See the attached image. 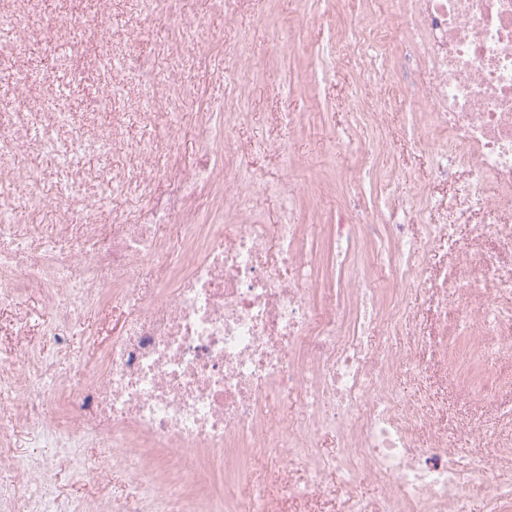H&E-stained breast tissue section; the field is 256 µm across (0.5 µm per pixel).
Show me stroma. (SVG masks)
<instances>
[{
	"label": "stroma",
	"instance_id": "1",
	"mask_svg": "<svg viewBox=\"0 0 512 512\" xmlns=\"http://www.w3.org/2000/svg\"><path fill=\"white\" fill-rule=\"evenodd\" d=\"M143 11L142 0H0V12L24 16L31 32L17 59L0 61V89L13 92L12 98L0 102V123L8 122L11 112L19 108L69 112L89 132L115 139L112 170L129 181L111 204L95 213L96 223L133 222L150 200L165 195L164 180L144 184L132 180V173L168 157L185 170L196 165L199 147L192 113L199 97L209 102L212 111H223L230 101L242 112L240 123L226 128L224 136L243 168L275 182L283 176V163L294 165L296 177L311 188L298 205L299 223H332L333 213L320 204L321 198L332 197L349 209L354 223L371 218L406 224L411 235L425 239L432 224L454 210L456 186L452 183L437 187L429 196L424 217L390 209L392 200L414 198L419 183L441 157L418 152L413 146L414 134L424 130V106L418 94L431 82L432 74L408 59L405 31L396 30L398 50L391 56L376 45L351 39L349 22L372 18L369 0H184L180 22L190 38L177 48L167 25L147 22ZM92 12L102 15V34L82 25L84 16ZM48 17L67 26L69 41L82 49L89 83L100 80L97 56L101 49H109L118 61L111 79L123 93L113 101L111 111L91 109L89 91L57 93V82L68 75L73 57L37 52L36 35ZM135 60L151 62L160 79L153 103L144 100L143 76L131 66ZM24 72L44 75L47 82L18 92ZM172 83L183 95L182 110L175 116L163 105ZM362 99L369 102L368 112L383 113L381 127L370 124L368 112L353 110V103ZM340 130L349 131L357 142L378 140L392 147L401 175L386 178L384 158L374 156L357 181L337 180L335 172L349 152L336 138ZM404 298L408 315L399 336L414 350L392 382L395 393L421 407L438 408L452 420L448 445L459 449L462 469H469L477 458L492 460L499 444L512 443V420L503 413L512 404V393L501 391L493 402L472 401L469 391L458 384L459 366L441 352L452 334L450 317L439 313L431 289L409 288ZM42 311L35 295L23 306L0 307V349L53 350V340L43 331ZM119 312L111 302L85 313L68 338L67 355L56 363L61 378L74 379L77 365H92ZM460 421L490 429L492 441L472 447L456 427ZM16 442L19 453L54 462L60 496L137 501L140 489L126 469H111L86 486L73 477L61 449L24 428L18 430ZM248 470V479L238 486L240 498L261 499L267 512H289L281 467L271 460L254 459Z\"/></svg>",
	"mask_w": 512,
	"mask_h": 512
}]
</instances>
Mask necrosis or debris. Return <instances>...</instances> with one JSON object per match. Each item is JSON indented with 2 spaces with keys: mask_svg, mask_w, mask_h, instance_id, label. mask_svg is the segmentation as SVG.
I'll return each instance as SVG.
<instances>
[{
  "mask_svg": "<svg viewBox=\"0 0 512 512\" xmlns=\"http://www.w3.org/2000/svg\"><path fill=\"white\" fill-rule=\"evenodd\" d=\"M398 19L411 50L431 66L423 91L429 130L415 147L448 152L472 181L492 180L497 202L512 204V0H403ZM233 113L195 114L201 160L182 172L162 165L147 180L168 184L136 223L100 226L90 216L112 200V145L53 112L42 127L12 113L0 128V151L37 148L51 154L61 192L42 191L33 172L0 168V186L21 185L30 207L68 212L65 188L83 160L96 157L97 176L82 199L86 245L59 250L39 226H23L18 208L0 193V305L38 294L48 313L45 332L65 351L71 328L94 306L123 305L110 338L76 383L58 381L55 361L37 349L0 357V512H45L28 493L47 480L46 466L14 450V426L40 430L67 448L96 440L112 450L97 465L80 463L93 480L115 466L130 470L146 494L134 510L106 499L85 500L79 512H259L235 493L244 464L282 456L286 467L332 468L354 495L359 479L384 490L373 512H464L467 498L512 512V446L494 463L460 469L436 414L401 400L391 380L410 348L369 350L364 332L377 325L396 335L406 289L430 281L452 288L450 351L482 380L479 401L495 398L498 377L487 366L490 345L512 347V310L496 298L512 288V266L499 258L451 251L434 277L424 266L425 243L407 225L352 223L337 209L332 224H228L240 206L234 153L224 140ZM385 239L393 250L383 277L389 298L377 303L367 272L337 278L355 247ZM164 264L168 275L151 296L141 279ZM299 400L302 419L280 418L278 402ZM329 433L338 453L323 456ZM427 443H420V435Z\"/></svg>",
  "mask_w": 512,
  "mask_h": 512,
  "instance_id": "necrosis-or-debris-1",
  "label": "necrosis or debris"
}]
</instances>
